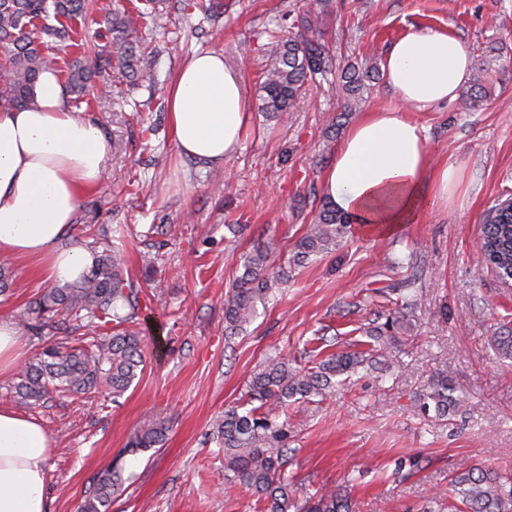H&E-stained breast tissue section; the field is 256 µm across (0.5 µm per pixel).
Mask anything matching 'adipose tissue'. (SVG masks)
<instances>
[{
    "label": "adipose tissue",
    "mask_w": 512,
    "mask_h": 512,
    "mask_svg": "<svg viewBox=\"0 0 512 512\" xmlns=\"http://www.w3.org/2000/svg\"><path fill=\"white\" fill-rule=\"evenodd\" d=\"M469 45L448 29L410 31L386 59L401 108L364 113L337 148L323 192L363 235L385 236L420 220L459 186L451 163L434 164L425 128L409 118L457 99L470 78ZM37 108L0 111V254L52 281L78 278L93 263L63 246L79 203L101 178L107 143L98 124L77 116L56 72L36 84ZM252 107L241 72L217 51L192 57L177 73L169 102L179 155L220 163L240 147ZM51 440L33 418L0 407V512H47Z\"/></svg>",
    "instance_id": "ef3b65f1"
}]
</instances>
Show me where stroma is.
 <instances>
[{
	"label": "stroma",
	"mask_w": 512,
	"mask_h": 512,
	"mask_svg": "<svg viewBox=\"0 0 512 512\" xmlns=\"http://www.w3.org/2000/svg\"><path fill=\"white\" fill-rule=\"evenodd\" d=\"M215 14H183L169 0L165 27L142 18L139 32L158 52L151 82L118 91L95 77L87 117L101 125L108 151L98 186L79 206L68 242L86 246V225L124 245L122 271L140 289L135 310L146 364L118 400L68 396L27 406L0 388V406L41 422L52 442L46 463L48 512H81L97 472L120 460L124 490L110 512H259L256 496L224 478V459L205 442L214 418L238 405L267 358L311 366L313 340L325 353L351 351L368 329L395 315L400 295L417 306L398 333L399 366L362 371L321 401L288 410L291 470L309 491L345 486L355 512H425L451 474L483 464L512 471V367L490 345L512 314V288L481 261L487 209L512 190V0H222ZM308 16L341 63H385L406 29L448 28L465 40L474 67H489L471 109L459 102L412 112L426 129L435 163L451 162L460 185L448 204L390 236L348 230L335 252L291 267L257 318L227 338L224 301L257 242L273 240L280 263L292 257L324 197L326 171L344 138L334 89L310 90L280 123L261 110L262 33L293 30ZM223 53L243 74L252 104L241 149L221 163L178 156L168 127L173 75L193 54ZM155 254L145 271L143 253ZM9 290L0 319L17 320L50 281L8 259ZM447 376L462 408L440 421L411 409L431 375ZM169 427L156 454L119 457L144 421ZM417 456L416 473L397 470Z\"/></svg>",
	"instance_id": "35a3bbf8"
}]
</instances>
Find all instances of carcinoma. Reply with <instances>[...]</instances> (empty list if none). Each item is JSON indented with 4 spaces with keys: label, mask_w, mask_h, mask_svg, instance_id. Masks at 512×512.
Returning <instances> with one entry per match:
<instances>
[{
    "label": "carcinoma",
    "mask_w": 512,
    "mask_h": 512,
    "mask_svg": "<svg viewBox=\"0 0 512 512\" xmlns=\"http://www.w3.org/2000/svg\"><path fill=\"white\" fill-rule=\"evenodd\" d=\"M161 0H136L132 7L104 16L113 81L136 86L148 78L143 63L150 46L138 36L142 7L159 24L168 15L159 9ZM91 0H0V110L36 105L35 86L40 74L54 69L64 77L68 103L79 109L89 104L90 84L95 72L78 56L67 60L53 53L52 44L70 40V22L87 16ZM54 23H49V20ZM266 64L262 72V110L277 118H288L296 103L313 84L335 85L344 100V111L362 103L369 82L380 78L377 63L365 67L347 63L333 70V60L315 36L290 37L280 27L266 29ZM336 75L337 82L330 80ZM486 70L476 71L463 104L475 106L473 93L484 88ZM350 217L330 201L321 204L305 234L295 245L294 258L336 250L346 233ZM482 251L484 261L502 275L512 272V193L508 192L488 210ZM86 235L95 253L89 273L62 288L47 290L22 318L25 327L43 342L35 361L26 364L7 383L24 402H40L54 394L109 395L117 400L141 374L145 359L143 338L125 328L130 316L117 310V303L133 293L122 273L119 251L105 230L88 225ZM277 246L270 240L256 245L236 277L224 303L226 329L235 331L257 315V303L266 299L274 282L288 279V271L275 265ZM399 317L369 330L374 344L366 351L337 352L306 368L286 357L271 359L254 372L242 396L243 403L218 415L208 439L224 452V476L239 482L264 502L263 512H353L349 495L336 487L322 488L302 497L288 475L295 449L288 447V419L292 402L325 398L336 391V378L349 380L365 366L394 367L392 349L398 342ZM498 357L512 360V328L492 337ZM415 407L422 414L434 411L444 419L461 409L448 377L436 375ZM165 420H152L135 434L98 476L82 512H109L121 481L119 462L127 455L157 451L166 437ZM454 512H512V474L492 467L473 466L450 479Z\"/></svg>",
    "instance_id": "carcinoma-1"
}]
</instances>
